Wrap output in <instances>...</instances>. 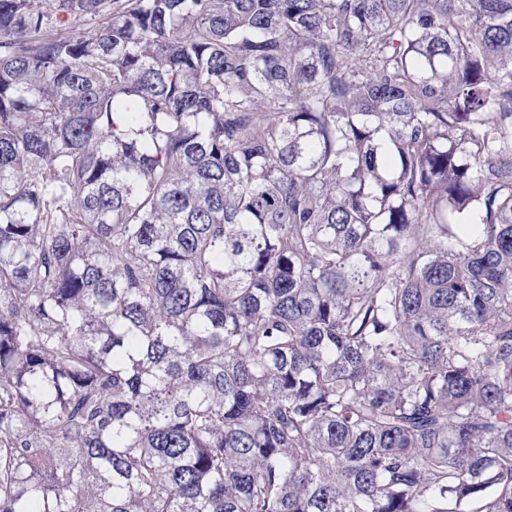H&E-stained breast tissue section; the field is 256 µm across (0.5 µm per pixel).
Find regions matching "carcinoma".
<instances>
[{
    "label": "carcinoma",
    "mask_w": 512,
    "mask_h": 512,
    "mask_svg": "<svg viewBox=\"0 0 512 512\" xmlns=\"http://www.w3.org/2000/svg\"><path fill=\"white\" fill-rule=\"evenodd\" d=\"M0 512H512V0H0Z\"/></svg>",
    "instance_id": "cac0c4a2"
}]
</instances>
